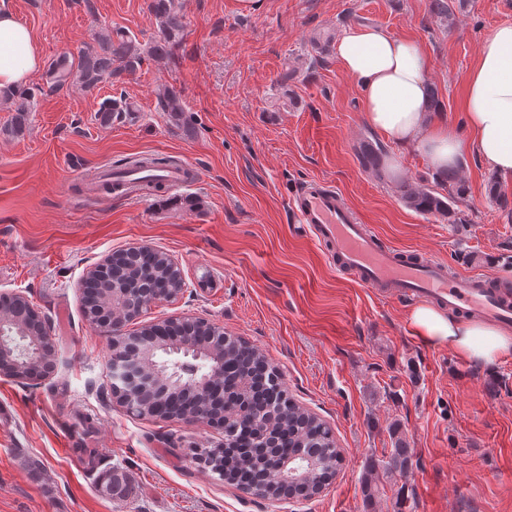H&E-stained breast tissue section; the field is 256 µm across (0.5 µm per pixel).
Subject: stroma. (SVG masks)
Wrapping results in <instances>:
<instances>
[{
  "label": "stroma",
  "instance_id": "1",
  "mask_svg": "<svg viewBox=\"0 0 512 512\" xmlns=\"http://www.w3.org/2000/svg\"><path fill=\"white\" fill-rule=\"evenodd\" d=\"M150 3L12 0L43 67L25 96L0 99V291L23 292L47 319L56 369L34 386L0 375V512H512V356L488 370L426 344L409 319L413 299L333 269L289 208L296 185L323 180L385 247L460 273L512 276V214L490 193L512 200V181L469 155L459 168L467 193L450 214L408 207L401 183L436 186L427 159L370 127L355 80L317 48L366 25L416 40L432 61L438 114L458 126L467 74L482 41L512 22V0H459L451 22L430 0H175L185 29L168 58H145L136 74L90 92L51 90V61L79 58L98 34L121 29L148 48ZM168 90L183 120L158 111ZM107 98L128 110L104 125ZM22 100L29 112L17 133ZM367 140L397 156L398 176L361 166ZM141 155L183 159L194 174L165 202L97 189L100 169ZM181 197L200 205L180 208ZM131 246L170 256L185 286L124 332L203 318L255 345L343 451L321 495L271 502L228 486L205 459L222 430L139 416L113 397L109 337L86 319L80 284ZM399 438L413 450L411 469L375 473L365 500L367 465L387 461ZM114 467L133 487L123 501L100 487Z\"/></svg>",
  "mask_w": 512,
  "mask_h": 512
}]
</instances>
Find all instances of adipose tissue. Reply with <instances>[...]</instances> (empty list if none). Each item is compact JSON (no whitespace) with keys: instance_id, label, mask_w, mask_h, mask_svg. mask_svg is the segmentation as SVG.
Segmentation results:
<instances>
[{"instance_id":"adipose-tissue-1","label":"adipose tissue","mask_w":512,"mask_h":512,"mask_svg":"<svg viewBox=\"0 0 512 512\" xmlns=\"http://www.w3.org/2000/svg\"><path fill=\"white\" fill-rule=\"evenodd\" d=\"M343 70L357 80L369 125L399 149L419 150L434 172L476 156L504 179L512 178V23L499 25L482 43L468 74L464 130L431 121L428 57L413 40L377 26L347 31L336 44ZM41 66L32 31L16 16L12 0H0V89L20 92ZM410 319L425 343L450 346L468 361L496 365L512 356V329L479 319L463 320L430 305Z\"/></svg>"}]
</instances>
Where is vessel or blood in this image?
Segmentation results:
<instances>
[{"label":"vessel or blood","mask_w":512,"mask_h":512,"mask_svg":"<svg viewBox=\"0 0 512 512\" xmlns=\"http://www.w3.org/2000/svg\"><path fill=\"white\" fill-rule=\"evenodd\" d=\"M289 207L332 267L352 273L366 287L434 301L453 312L512 319V301L499 292L497 277L452 273L446 263L384 248L333 184L307 181L295 190Z\"/></svg>","instance_id":"obj_1"}]
</instances>
